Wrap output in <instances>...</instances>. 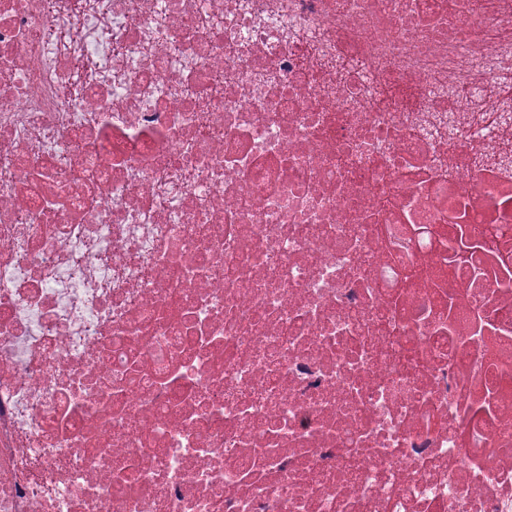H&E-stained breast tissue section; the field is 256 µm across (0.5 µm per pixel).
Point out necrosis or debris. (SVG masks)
<instances>
[{"instance_id":"obj_1","label":"necrosis or debris","mask_w":512,"mask_h":512,"mask_svg":"<svg viewBox=\"0 0 512 512\" xmlns=\"http://www.w3.org/2000/svg\"><path fill=\"white\" fill-rule=\"evenodd\" d=\"M0 512H512V0H0Z\"/></svg>"}]
</instances>
